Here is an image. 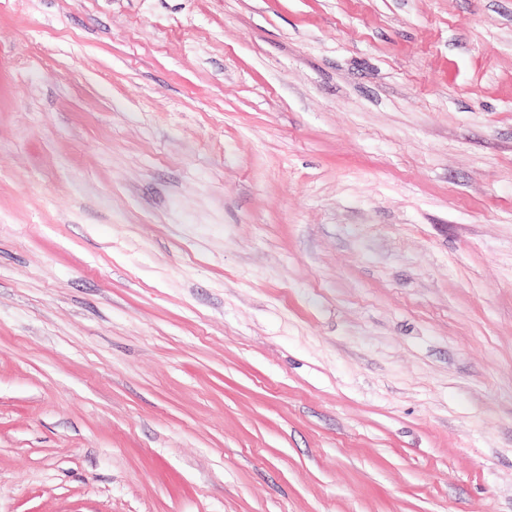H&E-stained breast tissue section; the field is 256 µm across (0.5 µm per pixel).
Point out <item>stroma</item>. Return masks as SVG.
<instances>
[{
  "instance_id": "stroma-1",
  "label": "stroma",
  "mask_w": 512,
  "mask_h": 512,
  "mask_svg": "<svg viewBox=\"0 0 512 512\" xmlns=\"http://www.w3.org/2000/svg\"><path fill=\"white\" fill-rule=\"evenodd\" d=\"M0 512H512V0H0Z\"/></svg>"
}]
</instances>
